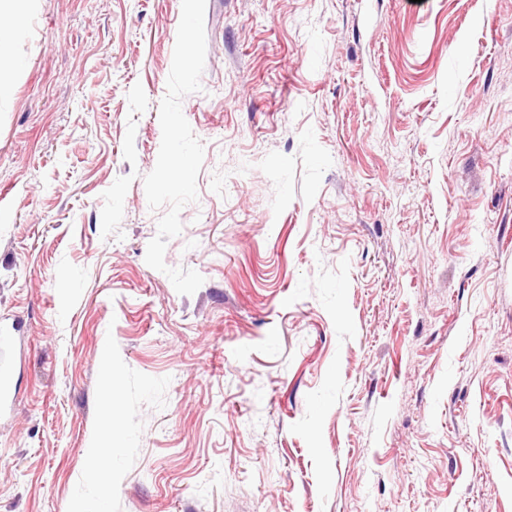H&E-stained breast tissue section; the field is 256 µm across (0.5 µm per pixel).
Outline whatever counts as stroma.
<instances>
[{
	"label": "stroma",
	"instance_id": "obj_1",
	"mask_svg": "<svg viewBox=\"0 0 512 512\" xmlns=\"http://www.w3.org/2000/svg\"><path fill=\"white\" fill-rule=\"evenodd\" d=\"M0 63V512H512V0H27Z\"/></svg>",
	"mask_w": 512,
	"mask_h": 512
}]
</instances>
